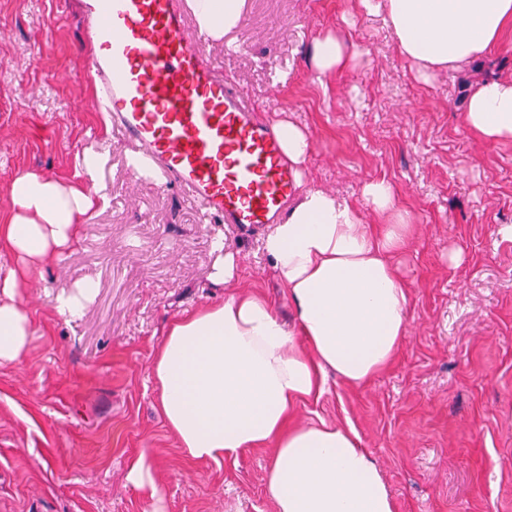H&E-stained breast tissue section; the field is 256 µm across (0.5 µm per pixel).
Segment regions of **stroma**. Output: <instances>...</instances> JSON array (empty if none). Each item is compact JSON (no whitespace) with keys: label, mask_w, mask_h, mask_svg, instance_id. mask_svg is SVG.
I'll return each mask as SVG.
<instances>
[{"label":"stroma","mask_w":512,"mask_h":512,"mask_svg":"<svg viewBox=\"0 0 512 512\" xmlns=\"http://www.w3.org/2000/svg\"><path fill=\"white\" fill-rule=\"evenodd\" d=\"M336 30L359 61L317 80L307 49ZM86 53L81 0H0V216L16 174L69 178L89 148L105 156L108 197L78 247L34 276L26 357L0 364V512H275L272 449L192 458L156 405L152 354L171 319L241 293L294 325L287 291L261 236L205 222L178 188L134 175L133 147L92 105ZM205 54L263 117L307 133L299 188L354 204L385 179L416 226L394 260L411 295L394 360L359 386L328 373L296 422L354 430L396 512H512V238L500 233L512 226V144L487 147L462 122L471 87L512 75V27L482 61L423 82L358 0H246L239 28ZM219 241L236 272L214 288ZM88 280L83 316H60L56 295ZM142 452L160 476L155 499L126 481Z\"/></svg>","instance_id":"35a3bbf8"}]
</instances>
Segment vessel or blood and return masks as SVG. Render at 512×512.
Listing matches in <instances>:
<instances>
[{
  "mask_svg": "<svg viewBox=\"0 0 512 512\" xmlns=\"http://www.w3.org/2000/svg\"><path fill=\"white\" fill-rule=\"evenodd\" d=\"M93 105L135 145L134 171L192 198L210 222L278 223L296 170L273 128L205 61L184 0H87Z\"/></svg>",
  "mask_w": 512,
  "mask_h": 512,
  "instance_id": "1",
  "label": "vessel or blood"
}]
</instances>
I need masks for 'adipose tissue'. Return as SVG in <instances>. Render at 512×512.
<instances>
[{
	"label": "adipose tissue",
	"instance_id": "adipose-tissue-1",
	"mask_svg": "<svg viewBox=\"0 0 512 512\" xmlns=\"http://www.w3.org/2000/svg\"><path fill=\"white\" fill-rule=\"evenodd\" d=\"M382 16L399 54L420 77L482 60L512 23V0H360ZM200 32L219 41L239 26L244 0H190ZM358 52L329 32L311 46L317 78L341 72ZM466 128L487 145L512 144V77H491L467 95ZM82 182L43 172L16 175L0 248L17 259L0 279V363H17L32 334L21 294L31 275L74 250L82 217L100 192L98 156ZM377 216L367 223L366 214ZM392 184L364 183L360 204L303 191L264 240L295 312L288 328L262 296L208 304L170 321L152 360L161 412L182 448L220 461L273 446L267 487L276 512H395L368 451L350 429L292 424L297 402L322 390L326 371L361 384L388 366L408 329L409 290L393 259L412 238Z\"/></svg>",
	"mask_w": 512,
	"mask_h": 512
}]
</instances>
